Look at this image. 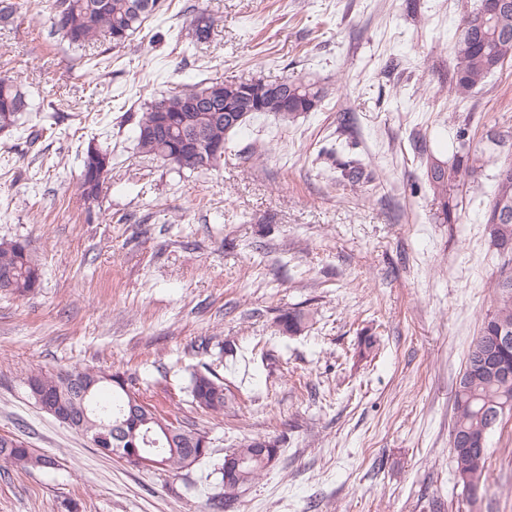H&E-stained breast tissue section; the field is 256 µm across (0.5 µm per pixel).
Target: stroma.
<instances>
[{
	"label": "stroma",
	"instance_id": "obj_1",
	"mask_svg": "<svg viewBox=\"0 0 512 512\" xmlns=\"http://www.w3.org/2000/svg\"><path fill=\"white\" fill-rule=\"evenodd\" d=\"M21 2V23L0 27V76L21 81L31 110L0 133V240H27L42 276L26 294L0 290V435L55 464L0 467V512H512V414L490 436L476 502L449 448L505 261L474 203L512 155L486 139L512 135V61L448 98L456 28L480 0H162L124 45L81 50L48 38L47 0ZM201 15L212 27L197 43ZM208 78L300 79L326 96L289 126L256 117L214 169L139 154L144 102ZM422 137L443 160H494L441 200ZM91 142L112 153L94 200L79 189ZM352 158L356 185L338 180ZM288 311L308 314L301 334L279 333ZM367 331L377 345L361 357ZM198 363L241 387L239 408L192 406L183 373ZM73 367L125 371L170 421L206 431L211 456L173 474L100 454L24 384ZM257 436L279 457L214 508L217 463Z\"/></svg>",
	"mask_w": 512,
	"mask_h": 512
}]
</instances>
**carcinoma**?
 I'll return each mask as SVG.
<instances>
[{
  "mask_svg": "<svg viewBox=\"0 0 512 512\" xmlns=\"http://www.w3.org/2000/svg\"><path fill=\"white\" fill-rule=\"evenodd\" d=\"M21 3L18 0H0V26H8L18 18ZM160 9V0H52V21L49 35L58 37L76 49H82L104 35L113 46L125 44L145 22ZM482 14V8L465 13L453 45L454 68L449 79L450 91L458 98H465L476 87L483 85L489 78L499 73L508 60H512V12L500 16L489 15L480 25L472 21ZM222 86V96L204 111L192 110L188 103L204 98L216 85ZM269 85L260 78L249 82L225 83L218 79L201 82L192 88L153 99L143 104L142 112L136 121V142L140 152L151 155L165 163H171L170 157L185 148L188 138L196 136L212 144H226L229 134L224 131V110L233 111L245 98H258V91ZM288 96L292 109L288 117L281 122L290 124L299 116L312 111L320 105L324 92L311 83L301 81L288 82ZM30 103L20 84L8 76H0V132H11L21 126L22 116L29 111ZM166 114V128L159 138L142 136V128L155 122L160 113ZM424 176L433 191L439 197L447 196L448 187L461 177H473L477 166L469 163L464 156L453 153L452 159L441 161L434 156L422 142L418 149ZM112 165V153L89 143L81 152V168L87 171L101 164ZM362 174V163L351 159L342 164L343 179L355 183ZM512 207V159L500 166L494 195L483 213V221L489 229L492 243L499 253L512 254V222L495 223V215L500 206ZM509 266L500 270L493 283V307L482 320L478 335L471 342L466 356L464 373L468 378L460 379L454 395V420L451 433L470 432L484 434L489 438L493 427L487 417H495L499 424L504 412L512 410V375L493 377L488 374L484 354L493 352L499 364L512 368V346L495 345L494 336L502 329L512 331V260ZM11 275L10 291L23 295L36 288L41 280V270L32 255L26 241L0 240V273ZM307 318L300 312H287L278 318L280 331L285 335L302 332ZM82 378L93 385L92 396L100 406L112 408V419L121 417V411L130 400L136 397L128 387V379L120 371L80 369L45 372L34 370L27 374L25 383L34 382L39 387L42 398L38 405L44 411L59 403L68 406L70 411L79 415L83 411L82 402L76 397L73 379ZM187 392L191 403L203 411L218 417L231 408L237 400L224 378L215 371L204 368L188 370ZM74 431L93 438L102 432L100 417L89 413L80 420ZM133 433L130 439L120 444L112 442V447H146L144 436L158 441L155 445V458L162 466L178 471L190 467L210 454V447L193 458H188L187 449L200 447L201 439L207 433L194 424L174 425L155 408L144 411L139 417L137 429L126 428ZM489 444L467 454L452 452L454 476L457 483L471 497H477L486 487ZM0 462L7 466L22 469L50 467L52 458L35 453L17 437L0 435ZM266 469L264 461L257 457H248L244 464L241 482L236 484L226 480L224 465H219L224 500L234 498L239 486L257 479Z\"/></svg>",
  "mask_w": 512,
  "mask_h": 512,
  "instance_id": "1",
  "label": "carcinoma"
}]
</instances>
